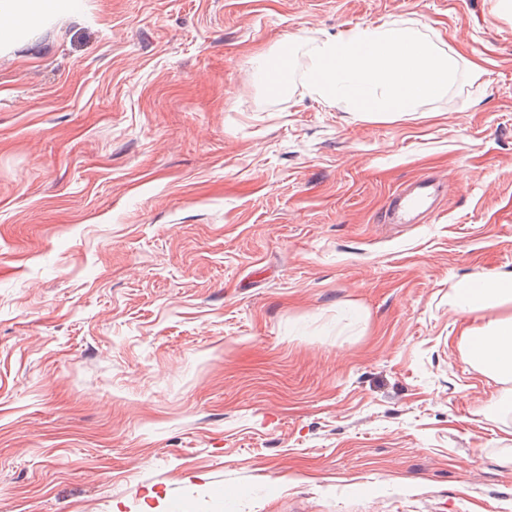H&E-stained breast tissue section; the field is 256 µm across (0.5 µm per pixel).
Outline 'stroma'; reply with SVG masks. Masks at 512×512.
Returning <instances> with one entry per match:
<instances>
[{"mask_svg": "<svg viewBox=\"0 0 512 512\" xmlns=\"http://www.w3.org/2000/svg\"><path fill=\"white\" fill-rule=\"evenodd\" d=\"M393 21L456 58L441 97L311 92L316 42ZM421 177L434 212L386 223ZM504 273L500 0H74L5 32L0 512H512V412L448 305ZM274 55L271 54H262L258 56L255 60L258 63V68L256 71L257 79L264 84H267V88L272 90V86H276L282 83L284 79V75L282 74V70L275 73L271 69V64L275 59Z\"/></svg>", "mask_w": 512, "mask_h": 512, "instance_id": "stroma-1", "label": "stroma"}]
</instances>
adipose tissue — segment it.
Listing matches in <instances>:
<instances>
[{
  "label": "adipose tissue",
  "instance_id": "ef3b65f1",
  "mask_svg": "<svg viewBox=\"0 0 512 512\" xmlns=\"http://www.w3.org/2000/svg\"><path fill=\"white\" fill-rule=\"evenodd\" d=\"M448 304L464 319L457 339L463 361L512 398V274L462 278ZM475 316L480 324H472Z\"/></svg>",
  "mask_w": 512,
  "mask_h": 512
}]
</instances>
